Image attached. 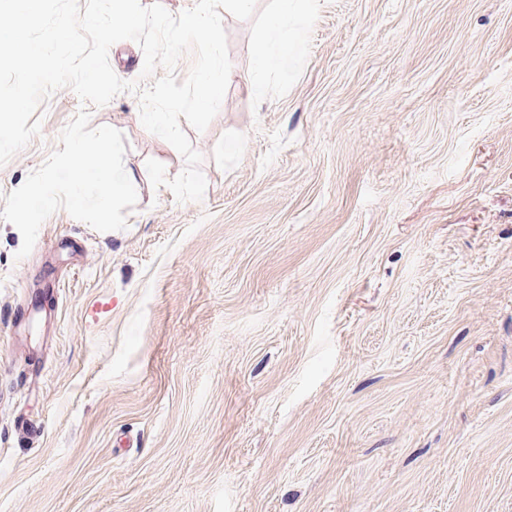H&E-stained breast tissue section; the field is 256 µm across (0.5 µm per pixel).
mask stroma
Segmentation results:
<instances>
[{"instance_id":"stroma-1","label":"stroma","mask_w":512,"mask_h":512,"mask_svg":"<svg viewBox=\"0 0 512 512\" xmlns=\"http://www.w3.org/2000/svg\"><path fill=\"white\" fill-rule=\"evenodd\" d=\"M302 6L263 74L273 0L224 18L202 201L127 91V228L0 219V512H512V0Z\"/></svg>"}]
</instances>
